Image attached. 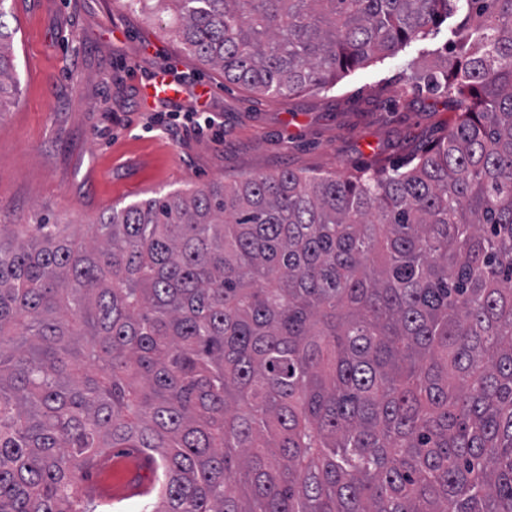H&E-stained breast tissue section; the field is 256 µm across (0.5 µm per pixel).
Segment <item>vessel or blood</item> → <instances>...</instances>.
Here are the masks:
<instances>
[{"instance_id":"1","label":"vessel or blood","mask_w":512,"mask_h":512,"mask_svg":"<svg viewBox=\"0 0 512 512\" xmlns=\"http://www.w3.org/2000/svg\"><path fill=\"white\" fill-rule=\"evenodd\" d=\"M140 94L143 101L151 105L177 99L181 90L159 73L142 87ZM154 470V460L144 450H114L99 458L97 480L92 484H84L83 490L86 496L102 504L143 498L151 491Z\"/></svg>"}]
</instances>
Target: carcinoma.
Wrapping results in <instances>:
<instances>
[{
  "mask_svg": "<svg viewBox=\"0 0 512 512\" xmlns=\"http://www.w3.org/2000/svg\"><path fill=\"white\" fill-rule=\"evenodd\" d=\"M0 0V112L18 95ZM176 36L273 96L336 85L459 13L406 82L448 134L406 170L291 169L0 225V512H512V0H170ZM113 451L102 455L97 462L96 483H83L84 493L101 504L121 502L118 510H137L141 501L128 500L149 495L152 488L155 463L142 449L132 452ZM113 475V479H112Z\"/></svg>",
  "mask_w": 512,
  "mask_h": 512,
  "instance_id": "1",
  "label": "carcinoma"
}]
</instances>
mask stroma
<instances>
[{
	"mask_svg": "<svg viewBox=\"0 0 512 512\" xmlns=\"http://www.w3.org/2000/svg\"><path fill=\"white\" fill-rule=\"evenodd\" d=\"M19 103L0 113V224H92L113 205L227 184L290 168L347 175L404 163L455 119L446 95L404 88L409 66L433 63L450 24L335 87L274 98L225 81L173 34V10L149 0H9ZM171 67L208 87L224 133L177 137L160 112H192V97L145 107L139 86Z\"/></svg>",
	"mask_w": 512,
	"mask_h": 512,
	"instance_id": "obj_1",
	"label": "stroma"
}]
</instances>
